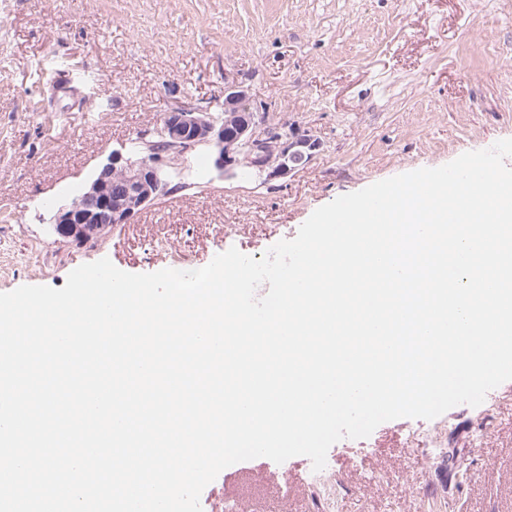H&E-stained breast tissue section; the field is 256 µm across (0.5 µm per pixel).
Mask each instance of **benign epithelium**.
<instances>
[{
    "instance_id": "7a95c632",
    "label": "benign epithelium",
    "mask_w": 512,
    "mask_h": 512,
    "mask_svg": "<svg viewBox=\"0 0 512 512\" xmlns=\"http://www.w3.org/2000/svg\"><path fill=\"white\" fill-rule=\"evenodd\" d=\"M248 108V97L235 84L224 85V112ZM258 121L250 117L232 134L213 122L206 110L180 107L168 112L163 124L166 145L157 149L146 143L147 156L140 160L112 155L72 200L53 215L56 233L65 241L82 240L90 224L110 228L130 224L144 209L170 192L167 173L178 157L199 146L211 149L213 165L227 178L244 168L283 177L311 161L316 145L304 136L289 137L272 129L259 135ZM121 190L112 193V185Z\"/></svg>"
}]
</instances>
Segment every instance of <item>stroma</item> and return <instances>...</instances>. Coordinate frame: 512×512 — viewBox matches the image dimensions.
<instances>
[{
  "instance_id": "1",
  "label": "stroma",
  "mask_w": 512,
  "mask_h": 512,
  "mask_svg": "<svg viewBox=\"0 0 512 512\" xmlns=\"http://www.w3.org/2000/svg\"><path fill=\"white\" fill-rule=\"evenodd\" d=\"M87 68L53 96L54 68ZM243 86L270 128L317 140L268 180L178 159L174 192L83 244L50 222L115 150L183 105ZM512 138V0H0V293L62 288L103 258L129 273L198 269L228 250L261 258L339 196ZM447 429L452 449L409 440ZM330 512H512V380L483 403L380 424L331 446ZM222 470L201 493L242 512H316L312 462ZM287 484H279V476Z\"/></svg>"
}]
</instances>
